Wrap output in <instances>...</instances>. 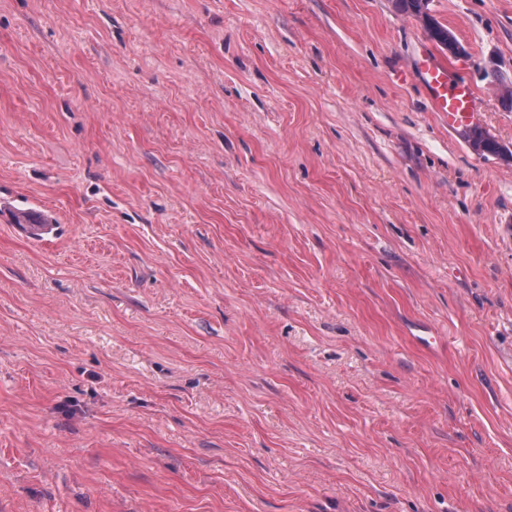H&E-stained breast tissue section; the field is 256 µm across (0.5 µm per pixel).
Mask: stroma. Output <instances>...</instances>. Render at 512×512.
Listing matches in <instances>:
<instances>
[{
    "label": "stroma",
    "mask_w": 512,
    "mask_h": 512,
    "mask_svg": "<svg viewBox=\"0 0 512 512\" xmlns=\"http://www.w3.org/2000/svg\"><path fill=\"white\" fill-rule=\"evenodd\" d=\"M0 0V512H512V0ZM51 216L33 235L16 210ZM397 7L407 14H410L425 22L429 33V39L437 46L447 50L452 55H459L464 52L463 47L455 38L448 37L451 32L446 26L436 21L428 13L427 0H395ZM419 69L432 109L448 116L449 126L465 127L476 121L477 97L468 82L454 77L434 54L425 53Z\"/></svg>",
    "instance_id": "35a3bbf8"
}]
</instances>
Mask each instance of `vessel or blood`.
<instances>
[{
    "label": "vessel or blood",
    "mask_w": 512,
    "mask_h": 512,
    "mask_svg": "<svg viewBox=\"0 0 512 512\" xmlns=\"http://www.w3.org/2000/svg\"><path fill=\"white\" fill-rule=\"evenodd\" d=\"M420 72L433 110L447 116L449 126L475 122L477 97L468 82L453 76L445 62L429 53L420 61Z\"/></svg>",
    "instance_id": "1"
}]
</instances>
